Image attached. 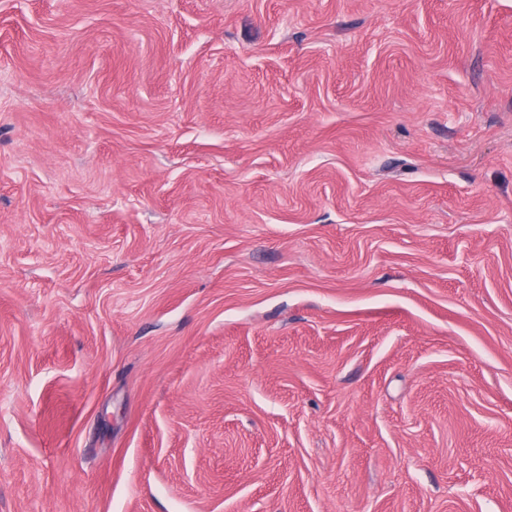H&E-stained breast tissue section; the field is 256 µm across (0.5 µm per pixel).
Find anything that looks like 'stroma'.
<instances>
[{
    "label": "stroma",
    "mask_w": 512,
    "mask_h": 512,
    "mask_svg": "<svg viewBox=\"0 0 512 512\" xmlns=\"http://www.w3.org/2000/svg\"><path fill=\"white\" fill-rule=\"evenodd\" d=\"M0 512H512V0H0Z\"/></svg>",
    "instance_id": "obj_1"
}]
</instances>
